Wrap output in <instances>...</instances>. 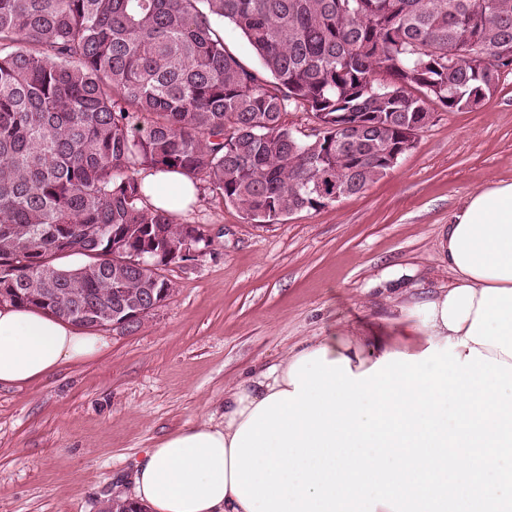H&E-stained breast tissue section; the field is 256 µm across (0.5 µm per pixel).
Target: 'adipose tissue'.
Segmentation results:
<instances>
[{"label": "adipose tissue", "instance_id": "adipose-tissue-1", "mask_svg": "<svg viewBox=\"0 0 512 512\" xmlns=\"http://www.w3.org/2000/svg\"><path fill=\"white\" fill-rule=\"evenodd\" d=\"M153 206L179 208L195 199L191 179L156 171L144 179ZM452 283L423 301L397 304L390 336H321L291 350L278 364L254 371L224 393L222 423L183 427L160 439L136 462L137 500L150 512H248L231 490L230 448L236 431L263 399L294 391L289 371L297 359L321 349L327 360L348 359L361 373L387 354L420 355L432 345L452 342L459 355L477 348L512 364V181L471 194L457 210L442 241ZM104 336L79 330L41 310L0 307V384H23L62 364L103 352Z\"/></svg>", "mask_w": 512, "mask_h": 512}]
</instances>
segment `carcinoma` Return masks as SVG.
I'll return each mask as SVG.
<instances>
[{"label": "carcinoma", "mask_w": 512, "mask_h": 512, "mask_svg": "<svg viewBox=\"0 0 512 512\" xmlns=\"http://www.w3.org/2000/svg\"><path fill=\"white\" fill-rule=\"evenodd\" d=\"M481 45L496 64L469 62ZM511 72L512 0H0V289L86 326L74 300L42 299L157 294L184 238L208 247L149 203L147 172L278 221L364 192L430 104L481 107Z\"/></svg>", "instance_id": "obj_1"}]
</instances>
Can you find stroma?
<instances>
[{"label":"stroma","mask_w":512,"mask_h":512,"mask_svg":"<svg viewBox=\"0 0 512 512\" xmlns=\"http://www.w3.org/2000/svg\"><path fill=\"white\" fill-rule=\"evenodd\" d=\"M431 110L394 169L324 208L256 223L199 188L176 219L210 246L169 271L167 302L134 331L104 329L94 359L0 385V512H95L132 496L142 452L185 425L223 422L225 389L252 370L320 336L390 330L391 295L446 287L452 214L512 180V75L477 110Z\"/></svg>","instance_id":"35a3bbf8"}]
</instances>
